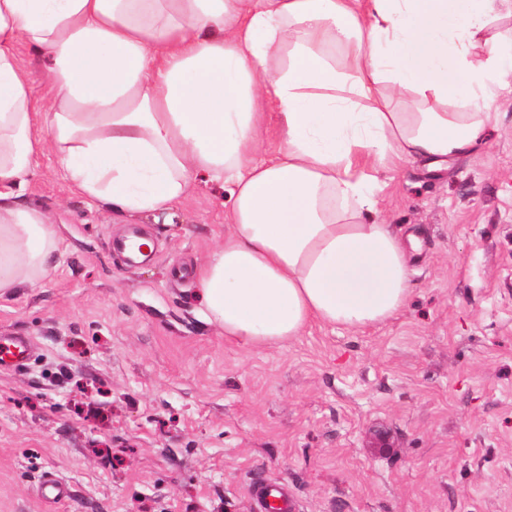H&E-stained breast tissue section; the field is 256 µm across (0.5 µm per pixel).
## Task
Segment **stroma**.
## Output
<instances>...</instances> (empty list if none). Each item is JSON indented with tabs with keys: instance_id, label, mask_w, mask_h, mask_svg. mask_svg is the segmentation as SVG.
I'll return each instance as SVG.
<instances>
[{
	"instance_id": "35a3bbf8",
	"label": "stroma",
	"mask_w": 512,
	"mask_h": 512,
	"mask_svg": "<svg viewBox=\"0 0 512 512\" xmlns=\"http://www.w3.org/2000/svg\"><path fill=\"white\" fill-rule=\"evenodd\" d=\"M491 112L446 169L379 174L378 218L417 240L405 307L272 348L199 313L220 184L118 215L41 156L22 200L60 250L0 297V336L32 347L0 366V512H256L261 480L295 512H512V84Z\"/></svg>"
}]
</instances>
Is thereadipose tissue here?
Returning a JSON list of instances; mask_svg holds the SVG:
<instances>
[{
    "label": "adipose tissue",
    "mask_w": 512,
    "mask_h": 512,
    "mask_svg": "<svg viewBox=\"0 0 512 512\" xmlns=\"http://www.w3.org/2000/svg\"><path fill=\"white\" fill-rule=\"evenodd\" d=\"M506 19L512 0H0V295L56 256L55 226L17 202L51 151L121 214L223 184L224 244L195 295L225 337L267 348L385 323L409 256L374 218L377 173L484 140L512 75ZM22 42L52 63L45 104Z\"/></svg>",
    "instance_id": "adipose-tissue-1"
}]
</instances>
